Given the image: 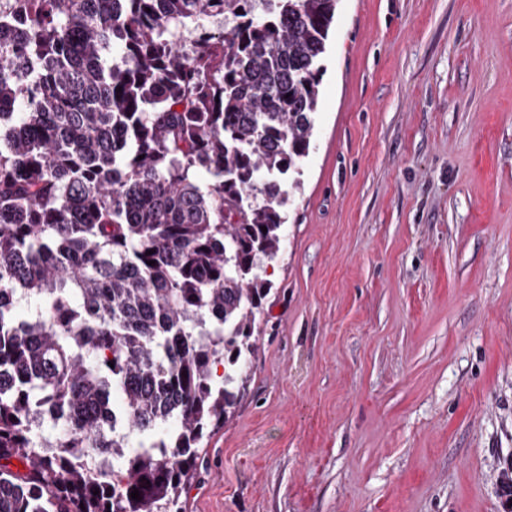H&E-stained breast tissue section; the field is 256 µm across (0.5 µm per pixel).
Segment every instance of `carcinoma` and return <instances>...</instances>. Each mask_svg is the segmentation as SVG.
<instances>
[{
  "mask_svg": "<svg viewBox=\"0 0 512 512\" xmlns=\"http://www.w3.org/2000/svg\"><path fill=\"white\" fill-rule=\"evenodd\" d=\"M336 5L0 0V512H181L255 355Z\"/></svg>",
  "mask_w": 512,
  "mask_h": 512,
  "instance_id": "1",
  "label": "carcinoma"
}]
</instances>
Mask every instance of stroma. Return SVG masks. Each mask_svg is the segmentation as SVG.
<instances>
[{"instance_id":"obj_1","label":"stroma","mask_w":512,"mask_h":512,"mask_svg":"<svg viewBox=\"0 0 512 512\" xmlns=\"http://www.w3.org/2000/svg\"><path fill=\"white\" fill-rule=\"evenodd\" d=\"M322 64L183 512H512V0H338Z\"/></svg>"}]
</instances>
